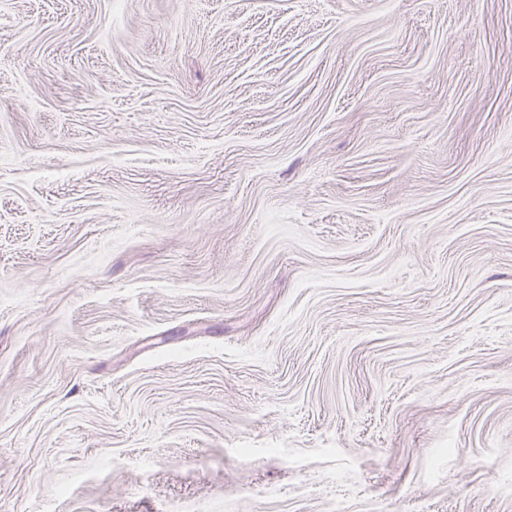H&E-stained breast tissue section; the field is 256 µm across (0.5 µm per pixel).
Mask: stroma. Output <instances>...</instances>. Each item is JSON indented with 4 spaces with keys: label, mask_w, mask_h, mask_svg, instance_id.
I'll return each mask as SVG.
<instances>
[{
    "label": "stroma",
    "mask_w": 512,
    "mask_h": 512,
    "mask_svg": "<svg viewBox=\"0 0 512 512\" xmlns=\"http://www.w3.org/2000/svg\"><path fill=\"white\" fill-rule=\"evenodd\" d=\"M512 512V0H0V512Z\"/></svg>",
    "instance_id": "1"
}]
</instances>
